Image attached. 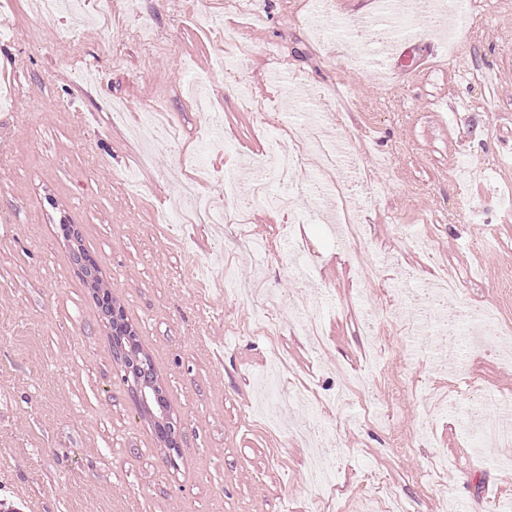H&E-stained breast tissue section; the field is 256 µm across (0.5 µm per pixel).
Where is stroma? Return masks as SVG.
<instances>
[{"label": "stroma", "mask_w": 512, "mask_h": 512, "mask_svg": "<svg viewBox=\"0 0 512 512\" xmlns=\"http://www.w3.org/2000/svg\"><path fill=\"white\" fill-rule=\"evenodd\" d=\"M112 0L99 13L39 20L32 0H0V503L12 512H378L386 494L407 512H496L512 496L511 448L475 452L464 414L512 396V359L468 347L456 374L432 328L408 336L440 267L462 282L456 324L497 307L512 331V297L496 284L512 269V0H478L476 30L451 57L438 35L409 33L407 56L367 62L336 36L316 41L300 20L305 0ZM230 55L239 74L214 66ZM321 94L326 126H340L359 165L333 179L352 186L365 226L367 267L312 185L297 175L290 196L308 223L253 201L248 235L233 225L165 223L188 212L183 186L222 201L224 178L248 183L272 129L255 105L276 107L302 132L309 93ZM169 140L164 165H146L149 144ZM468 154L465 180L451 174ZM505 161L497 170L489 157ZM476 222L461 221L469 206ZM82 244L134 328L178 423L179 457L143 418L112 353L109 325L73 264L62 225ZM432 225L434 251L398 226ZM491 225L489 249L474 242ZM305 239L294 257L288 236ZM268 244L250 252L246 239ZM239 290L227 296L225 265ZM409 278L378 335L365 299L379 278ZM263 281L282 300L273 330L253 329ZM311 302L321 337L298 324ZM330 404L327 427L304 435L297 401L267 426L254 408L255 377L274 354ZM334 461L331 481H310L316 456Z\"/></svg>", "instance_id": "35a3bbf8"}]
</instances>
